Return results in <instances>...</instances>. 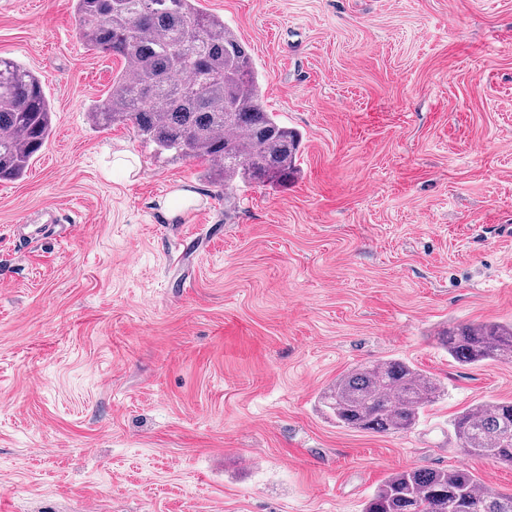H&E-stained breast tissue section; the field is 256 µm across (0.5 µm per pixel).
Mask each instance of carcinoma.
I'll return each mask as SVG.
<instances>
[{
    "mask_svg": "<svg viewBox=\"0 0 512 512\" xmlns=\"http://www.w3.org/2000/svg\"><path fill=\"white\" fill-rule=\"evenodd\" d=\"M85 46L122 57L95 126L126 125L174 160L198 162L224 188L288 183L302 134L264 109L251 55L224 19L200 0H72ZM52 105L39 76L0 59V181L25 175L52 131ZM461 365L512 363V323H469L442 334ZM444 388L399 359L354 366L325 389L336 424L358 431L412 429ZM465 456L512 465V401L485 400L452 422ZM363 512H512V495L481 485L465 466L394 472Z\"/></svg>",
    "mask_w": 512,
    "mask_h": 512,
    "instance_id": "cac0c4a2",
    "label": "carcinoma"
}]
</instances>
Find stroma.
Segmentation results:
<instances>
[{
	"mask_svg": "<svg viewBox=\"0 0 512 512\" xmlns=\"http://www.w3.org/2000/svg\"><path fill=\"white\" fill-rule=\"evenodd\" d=\"M200 4L304 135L287 187L227 191L93 127L122 59L86 48L71 0H0V58L53 108L0 182V512H362L391 473L459 465L512 494L450 425L512 401V363L436 340L512 322V0ZM177 189L193 202L165 214ZM390 358L444 396L407 433L337 426L320 394Z\"/></svg>",
	"mask_w": 512,
	"mask_h": 512,
	"instance_id": "obj_1",
	"label": "stroma"
}]
</instances>
